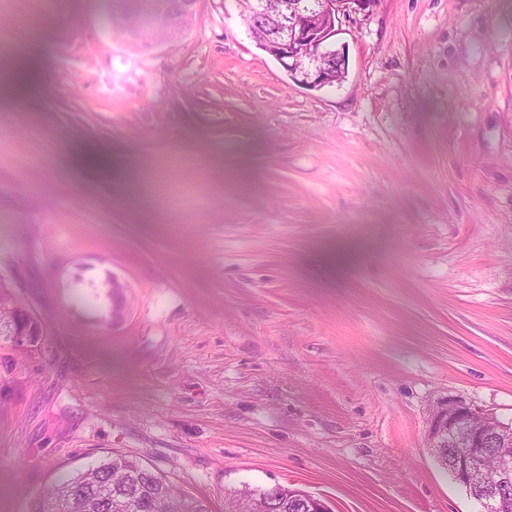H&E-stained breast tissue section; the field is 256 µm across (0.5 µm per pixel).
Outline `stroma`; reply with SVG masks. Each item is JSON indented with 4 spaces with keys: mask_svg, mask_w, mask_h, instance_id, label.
<instances>
[{
    "mask_svg": "<svg viewBox=\"0 0 512 512\" xmlns=\"http://www.w3.org/2000/svg\"><path fill=\"white\" fill-rule=\"evenodd\" d=\"M242 11L0 0V296L46 329L0 338V512L116 453L211 512L477 510L426 438L450 399L512 424V0H376L320 89ZM131 2H135V6L125 7L120 21L133 35L147 39L152 30L160 26H168L172 29L170 38L179 37L193 13L196 0H187L189 5L183 11L187 14L180 22L170 12L168 6L170 0H131ZM290 494L302 504V507L298 501L280 496L276 512H302V508L306 512H332L325 501L308 492L296 489Z\"/></svg>",
    "mask_w": 512,
    "mask_h": 512,
    "instance_id": "obj_1",
    "label": "stroma"
}]
</instances>
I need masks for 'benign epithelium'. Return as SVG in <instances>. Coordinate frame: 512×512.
I'll return each instance as SVG.
<instances>
[{"label": "benign epithelium", "instance_id": "benign-epithelium-1", "mask_svg": "<svg viewBox=\"0 0 512 512\" xmlns=\"http://www.w3.org/2000/svg\"><path fill=\"white\" fill-rule=\"evenodd\" d=\"M124 9L121 23L142 39L153 29L168 26L176 38L186 28L196 0H187L185 16L170 12V0H133ZM374 0H286L282 13L273 16L276 34L261 47L273 56L296 83L322 88L340 84L348 72L345 46L337 45L336 23L340 16L360 13ZM45 334L40 321L24 307L15 306L11 335L17 347H29L34 337ZM427 447L435 462L449 470L454 479L487 506L489 512H512V425L462 401H448L433 413ZM494 453L498 480L491 488L475 487V473ZM305 512H332L325 501L308 492H291Z\"/></svg>", "mask_w": 512, "mask_h": 512}]
</instances>
